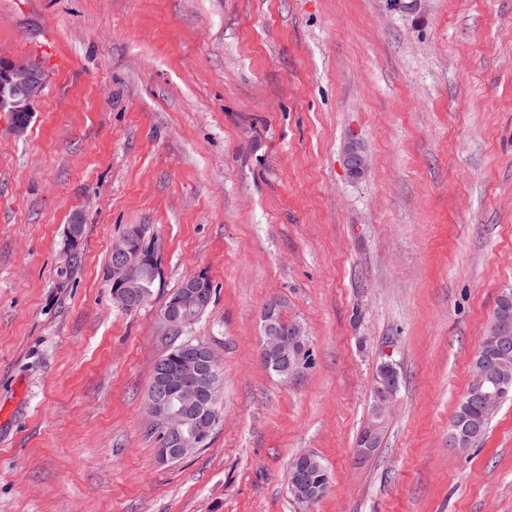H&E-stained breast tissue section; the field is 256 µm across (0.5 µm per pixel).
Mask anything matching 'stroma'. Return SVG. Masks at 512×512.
Here are the masks:
<instances>
[{
	"instance_id": "obj_1",
	"label": "stroma",
	"mask_w": 512,
	"mask_h": 512,
	"mask_svg": "<svg viewBox=\"0 0 512 512\" xmlns=\"http://www.w3.org/2000/svg\"><path fill=\"white\" fill-rule=\"evenodd\" d=\"M0 57L46 81L23 134L0 120V512H512V399L449 445L512 288V0H0ZM133 224L161 276L129 312L107 262ZM195 274L183 335L221 355L222 417L163 462L159 312ZM272 303L312 350L286 381ZM385 361L399 397L359 463ZM306 452L333 479L309 507ZM493 328V329H492ZM492 330L500 334H509V343L512 349V289H506L500 296L497 307L493 314L492 325L487 336H484L479 343L473 360H491L496 354V343L492 340ZM288 491L294 500L311 506L325 495L327 488L308 477L302 467L293 465L288 472Z\"/></svg>"
}]
</instances>
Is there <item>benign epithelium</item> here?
Listing matches in <instances>:
<instances>
[{
  "instance_id": "obj_1",
  "label": "benign epithelium",
  "mask_w": 512,
  "mask_h": 512,
  "mask_svg": "<svg viewBox=\"0 0 512 512\" xmlns=\"http://www.w3.org/2000/svg\"><path fill=\"white\" fill-rule=\"evenodd\" d=\"M44 89L42 74L26 63L0 61V112L7 114L11 129L23 130ZM366 165L362 151L354 144L347 148V166L352 174L361 173ZM142 243L139 233L131 234L112 246V285L121 286L132 274L134 265L129 260L133 244ZM207 280L193 275L184 283L173 305L160 310V320L170 331L181 328L189 314L205 306ZM262 358L268 360L283 374V379L298 374L309 348L303 327L293 321L285 322L278 305H268L263 313ZM512 357L509 350L500 353L498 370L484 365L473 372V387L482 402L495 407L498 404L496 384L507 381L503 364ZM220 356L207 342H200L187 353L175 371L160 361L154 363L148 407L165 439L157 449L163 462L183 459L199 450L209 429L201 427L206 413V399L220 388L218 376ZM396 371L384 368L374 377L377 401L366 423V433L357 448L361 458L371 456L379 447L382 430L390 408L395 402ZM288 491L299 502L312 505L325 495L327 488L315 482L300 466H291L288 472Z\"/></svg>"
}]
</instances>
